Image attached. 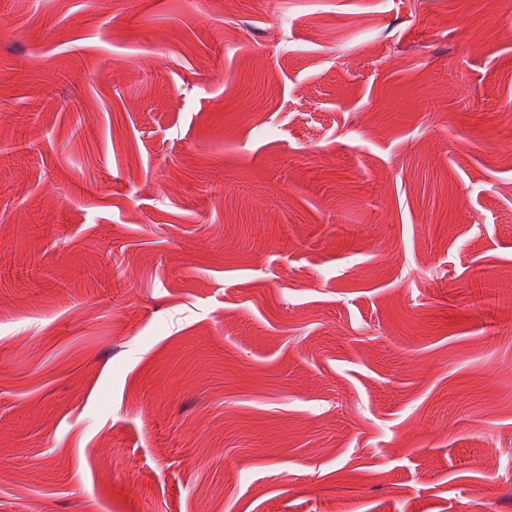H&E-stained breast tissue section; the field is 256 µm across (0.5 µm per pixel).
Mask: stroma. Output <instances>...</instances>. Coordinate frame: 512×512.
I'll use <instances>...</instances> for the list:
<instances>
[{"label": "stroma", "instance_id": "1", "mask_svg": "<svg viewBox=\"0 0 512 512\" xmlns=\"http://www.w3.org/2000/svg\"><path fill=\"white\" fill-rule=\"evenodd\" d=\"M0 512H512V0H0Z\"/></svg>", "mask_w": 512, "mask_h": 512}]
</instances>
